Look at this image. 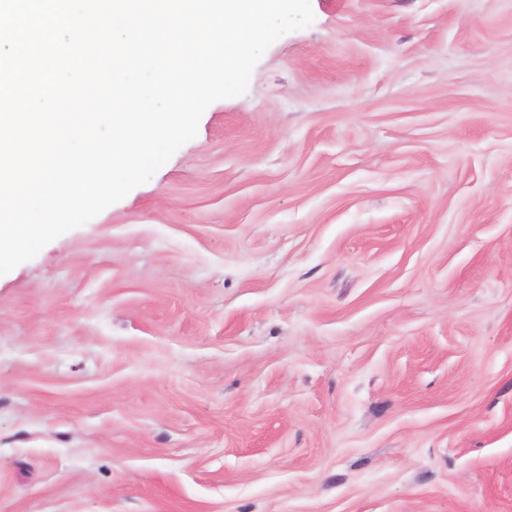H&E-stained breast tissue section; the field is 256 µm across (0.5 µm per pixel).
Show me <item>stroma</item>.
Here are the masks:
<instances>
[{"label": "stroma", "instance_id": "obj_1", "mask_svg": "<svg viewBox=\"0 0 512 512\" xmlns=\"http://www.w3.org/2000/svg\"><path fill=\"white\" fill-rule=\"evenodd\" d=\"M311 7L0 275V512H512V0Z\"/></svg>", "mask_w": 512, "mask_h": 512}]
</instances>
